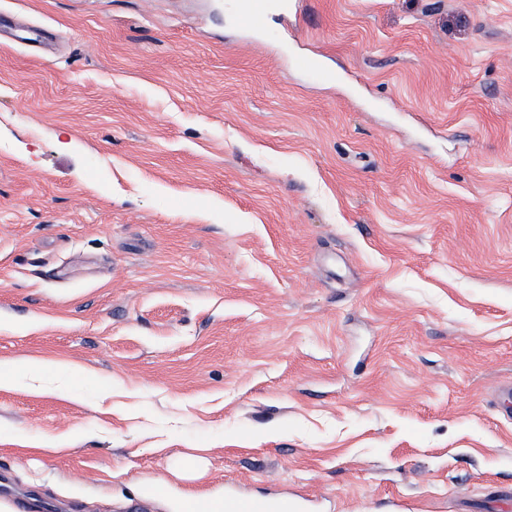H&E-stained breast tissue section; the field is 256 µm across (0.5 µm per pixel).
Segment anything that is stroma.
Instances as JSON below:
<instances>
[{"mask_svg": "<svg viewBox=\"0 0 512 512\" xmlns=\"http://www.w3.org/2000/svg\"><path fill=\"white\" fill-rule=\"evenodd\" d=\"M290 2L0 0V512H512V0ZM299 501L288 494L275 496H240L224 493L222 512H301Z\"/></svg>", "mask_w": 512, "mask_h": 512, "instance_id": "obj_1", "label": "stroma"}]
</instances>
